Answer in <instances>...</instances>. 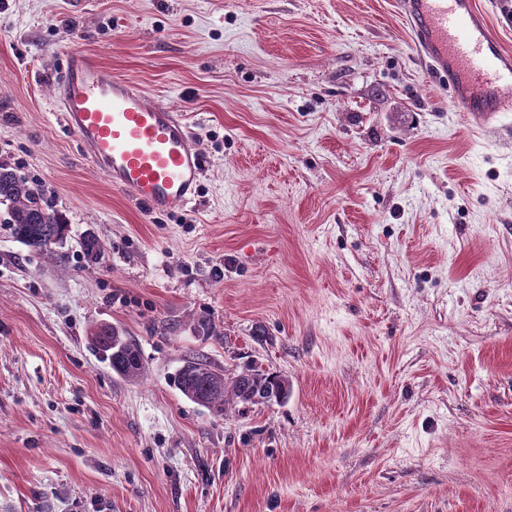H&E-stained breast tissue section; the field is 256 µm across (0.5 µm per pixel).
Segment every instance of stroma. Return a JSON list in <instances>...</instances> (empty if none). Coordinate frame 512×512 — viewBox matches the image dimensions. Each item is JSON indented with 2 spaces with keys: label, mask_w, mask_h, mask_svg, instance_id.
Returning a JSON list of instances; mask_svg holds the SVG:
<instances>
[{
  "label": "stroma",
  "mask_w": 512,
  "mask_h": 512,
  "mask_svg": "<svg viewBox=\"0 0 512 512\" xmlns=\"http://www.w3.org/2000/svg\"><path fill=\"white\" fill-rule=\"evenodd\" d=\"M74 49L186 117L184 211L90 166ZM0 165L68 224L0 205V512H512V112L472 132L397 0H0ZM193 358L288 398L215 416ZM0 204L8 207L15 235L30 246L52 255L49 246L63 241L67 226L42 198L39 190L0 167ZM94 350L108 361L112 370L128 381L140 380L145 372L138 346L116 328L99 324L89 331Z\"/></svg>",
  "instance_id": "obj_1"
}]
</instances>
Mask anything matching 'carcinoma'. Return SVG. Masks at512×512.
Instances as JSON below:
<instances>
[{"instance_id": "obj_1", "label": "carcinoma", "mask_w": 512, "mask_h": 512, "mask_svg": "<svg viewBox=\"0 0 512 512\" xmlns=\"http://www.w3.org/2000/svg\"><path fill=\"white\" fill-rule=\"evenodd\" d=\"M0 204L8 207L9 223L15 235L30 246L52 254L49 246L63 241L67 226L42 198L39 190L0 167ZM94 350L109 362L112 370L128 381H137L145 368L138 346L119 330L99 324L89 331ZM178 390L192 402L218 416L228 406L262 404L270 396L288 398V378L257 366H250L228 377L201 360H189L174 378Z\"/></svg>"}]
</instances>
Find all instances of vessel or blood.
<instances>
[{
	"instance_id": "obj_1",
	"label": "vessel or blood",
	"mask_w": 512,
	"mask_h": 512,
	"mask_svg": "<svg viewBox=\"0 0 512 512\" xmlns=\"http://www.w3.org/2000/svg\"><path fill=\"white\" fill-rule=\"evenodd\" d=\"M401 7L418 57L471 128L488 130L512 112V52L480 0H402ZM54 97L86 159L114 188L153 213L195 200L206 159L176 112L78 51L55 80Z\"/></svg>"
}]
</instances>
